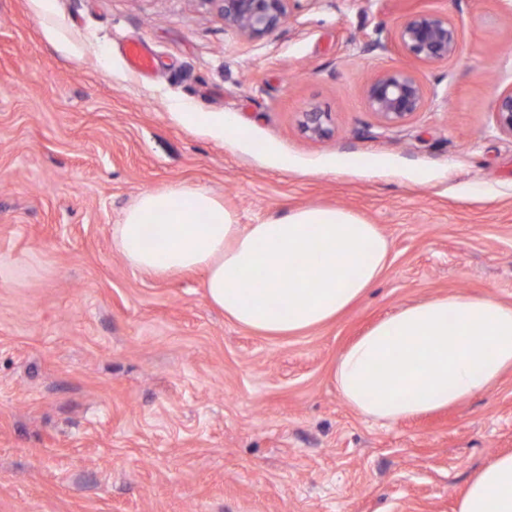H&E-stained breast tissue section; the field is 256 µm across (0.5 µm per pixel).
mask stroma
<instances>
[{
    "label": "stroma",
    "instance_id": "35a3bbf8",
    "mask_svg": "<svg viewBox=\"0 0 512 512\" xmlns=\"http://www.w3.org/2000/svg\"><path fill=\"white\" fill-rule=\"evenodd\" d=\"M428 9L455 58L385 131L365 51ZM157 58L133 71L125 49ZM512 0H293L259 42L196 0H0V512H456L512 452V370L381 426L332 379L376 321L437 296L512 305ZM328 112L313 140L298 114ZM209 190L240 223L336 207L391 245L373 288L293 336L236 325L202 274L130 268L112 227L143 190ZM494 114L498 128L512 135V88L497 96Z\"/></svg>",
    "mask_w": 512,
    "mask_h": 512
}]
</instances>
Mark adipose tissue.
<instances>
[{
    "instance_id": "obj_1",
    "label": "adipose tissue",
    "mask_w": 512,
    "mask_h": 512,
    "mask_svg": "<svg viewBox=\"0 0 512 512\" xmlns=\"http://www.w3.org/2000/svg\"><path fill=\"white\" fill-rule=\"evenodd\" d=\"M159 231L146 236L145 226ZM112 241L126 263L160 278L203 272L205 295L237 325L267 336L332 321L385 270L376 225L337 208L306 207L239 223L203 188L141 191ZM512 369V305L448 294L407 305L349 345L333 381L357 413L391 424L460 404ZM457 512H512V453L471 477Z\"/></svg>"
}]
</instances>
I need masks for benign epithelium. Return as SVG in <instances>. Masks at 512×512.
<instances>
[{"label": "benign epithelium", "instance_id": "benign-epithelium-1", "mask_svg": "<svg viewBox=\"0 0 512 512\" xmlns=\"http://www.w3.org/2000/svg\"><path fill=\"white\" fill-rule=\"evenodd\" d=\"M213 6L224 19V27L250 42L265 39L289 19L292 0H199ZM394 44L421 65L446 63L456 53L459 29L448 16L433 10H418L403 17L391 36ZM367 106L381 127L408 123L422 111L427 91L410 67H391L365 86ZM498 128L512 135V89L501 92L495 101ZM299 126L313 140L331 134V115L312 106L299 113Z\"/></svg>", "mask_w": 512, "mask_h": 512}]
</instances>
